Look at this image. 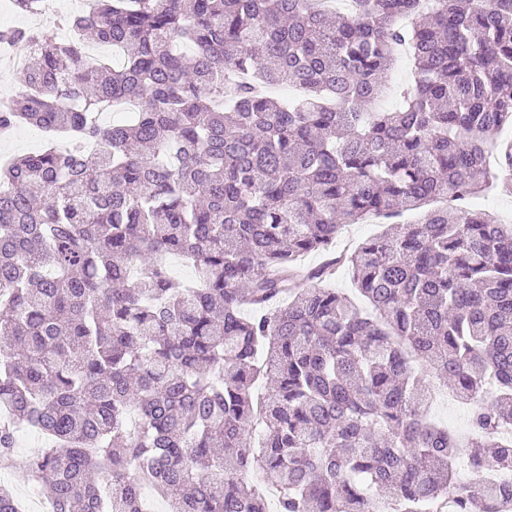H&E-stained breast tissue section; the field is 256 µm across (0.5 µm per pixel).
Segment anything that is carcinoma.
<instances>
[{"instance_id": "obj_1", "label": "carcinoma", "mask_w": 512, "mask_h": 512, "mask_svg": "<svg viewBox=\"0 0 512 512\" xmlns=\"http://www.w3.org/2000/svg\"><path fill=\"white\" fill-rule=\"evenodd\" d=\"M358 2L84 0L67 41L0 27L28 50L0 136H45L0 163V464L15 426L46 436L28 473L56 512H142L146 482L165 512H267L251 471L276 512L512 508L481 480L512 470V224L429 209L298 264L368 215L512 193V141L487 163L512 0ZM93 42L120 62L85 64ZM401 45L411 86L376 111ZM340 264L363 303L295 287ZM429 373L472 405L464 451Z\"/></svg>"}]
</instances>
